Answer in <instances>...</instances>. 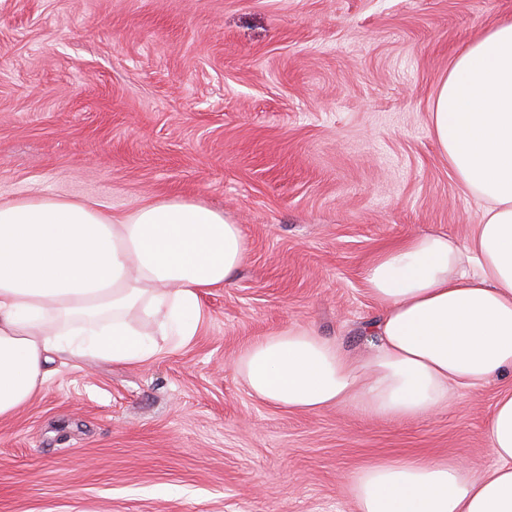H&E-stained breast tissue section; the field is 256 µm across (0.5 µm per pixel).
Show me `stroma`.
<instances>
[{"instance_id": "1", "label": "stroma", "mask_w": 512, "mask_h": 512, "mask_svg": "<svg viewBox=\"0 0 512 512\" xmlns=\"http://www.w3.org/2000/svg\"><path fill=\"white\" fill-rule=\"evenodd\" d=\"M512 0H0V203L223 210L244 265L197 336L142 364H55L0 421V512H357L382 459L492 464L511 377L431 417L291 411L234 367L302 325L359 356L364 269L413 233L480 220L431 133L455 57Z\"/></svg>"}]
</instances>
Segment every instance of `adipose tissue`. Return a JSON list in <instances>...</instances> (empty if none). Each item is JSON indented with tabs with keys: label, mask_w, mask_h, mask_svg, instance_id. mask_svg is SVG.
<instances>
[{
	"label": "adipose tissue",
	"mask_w": 512,
	"mask_h": 512,
	"mask_svg": "<svg viewBox=\"0 0 512 512\" xmlns=\"http://www.w3.org/2000/svg\"><path fill=\"white\" fill-rule=\"evenodd\" d=\"M431 131L481 205L466 241L417 233L365 271L381 315L354 361L290 326L236 367L258 397L291 410L348 405L390 421L426 418L453 393L512 375V20L453 62ZM247 253L240 225L175 198L122 215L55 197L0 203V420L42 388L56 361L138 364L196 336L202 295L231 283ZM491 468L459 460H383L361 468L359 512H512V389L487 423Z\"/></svg>",
	"instance_id": "1"
}]
</instances>
